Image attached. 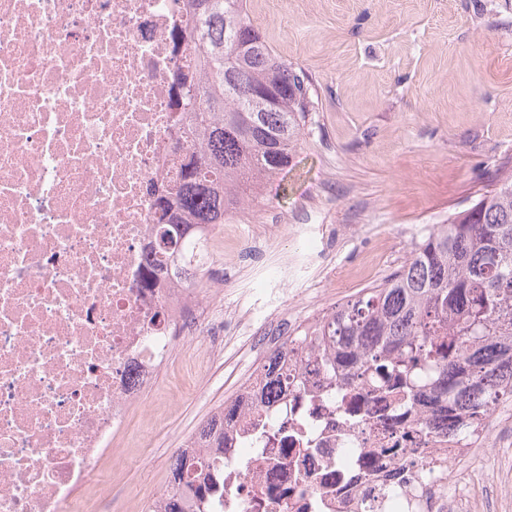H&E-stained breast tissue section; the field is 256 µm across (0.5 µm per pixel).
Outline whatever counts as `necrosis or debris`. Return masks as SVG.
<instances>
[{"label":"necrosis or debris","instance_id":"obj_1","mask_svg":"<svg viewBox=\"0 0 512 512\" xmlns=\"http://www.w3.org/2000/svg\"><path fill=\"white\" fill-rule=\"evenodd\" d=\"M175 0H0V512H90L89 487L130 416L146 410L180 349L219 363L231 341L259 351L226 406L223 497L186 512H469L496 447L490 429L424 440L421 409L395 412L372 385L348 423L325 373L304 392L272 396L250 429L252 390L305 319L215 312L219 282L144 279L158 188L194 138L172 81L187 51L172 33ZM445 462L422 491L384 485Z\"/></svg>","mask_w":512,"mask_h":512}]
</instances>
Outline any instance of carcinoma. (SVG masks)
<instances>
[{"label": "carcinoma", "mask_w": 512, "mask_h": 512, "mask_svg": "<svg viewBox=\"0 0 512 512\" xmlns=\"http://www.w3.org/2000/svg\"><path fill=\"white\" fill-rule=\"evenodd\" d=\"M189 63L175 83L200 133L198 150L162 186L160 255L145 277L199 272L181 258L185 240L263 196L296 155L310 112L303 73L276 56L247 11L246 0H184ZM329 352L313 370L336 385V401L369 381L390 404L423 405L428 423L448 422V436L481 426L492 406L512 397V175L448 216L419 241L383 283L334 307L294 341ZM307 367L272 364L264 389H301Z\"/></svg>", "instance_id": "carcinoma-1"}]
</instances>
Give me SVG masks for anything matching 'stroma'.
<instances>
[{
  "label": "stroma",
  "mask_w": 512,
  "mask_h": 512,
  "mask_svg": "<svg viewBox=\"0 0 512 512\" xmlns=\"http://www.w3.org/2000/svg\"><path fill=\"white\" fill-rule=\"evenodd\" d=\"M279 58L310 80L314 108L284 175L234 224H333L329 265L280 291L281 304L317 318L307 288L325 281L336 304L405 264L417 231L492 189L512 170V0H247ZM297 236L259 261L215 264L227 302L268 295V267L303 253ZM229 368L164 369L150 417L133 416L111 500L169 483V454L223 406L250 351L228 350Z\"/></svg>",
  "instance_id": "obj_1"
}]
</instances>
